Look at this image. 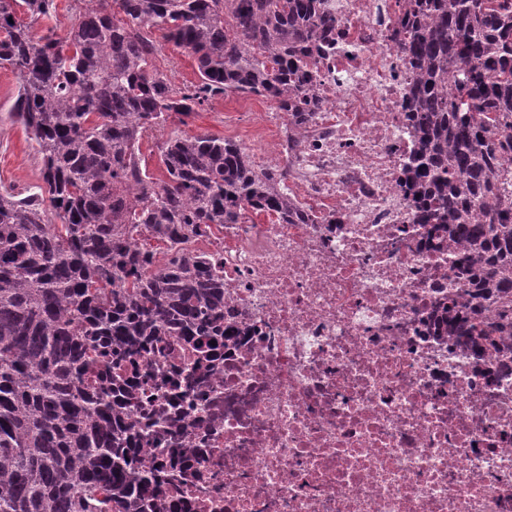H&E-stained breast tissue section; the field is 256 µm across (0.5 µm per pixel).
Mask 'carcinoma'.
<instances>
[{"mask_svg": "<svg viewBox=\"0 0 512 512\" xmlns=\"http://www.w3.org/2000/svg\"><path fill=\"white\" fill-rule=\"evenodd\" d=\"M60 8L78 11L66 35L36 30ZM335 30L322 0H0V67L19 83L9 116L42 159L36 191L0 192V512H163V488L193 477L143 466L139 427L177 436V400L231 336L224 268L194 242L247 211L306 217L286 171L255 168L235 140L168 135L156 180L140 139L230 93L310 111L299 93ZM406 34L421 67L416 223L429 244L466 252L454 278L467 296L441 321L475 354L512 358V135L499 132L512 5L414 0ZM163 40L194 56L198 82L176 89L157 70ZM165 336L183 339L193 367L157 382L141 366L166 353Z\"/></svg>", "mask_w": 512, "mask_h": 512, "instance_id": "1", "label": "carcinoma"}]
</instances>
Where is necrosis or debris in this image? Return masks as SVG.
Here are the masks:
<instances>
[{
  "label": "necrosis or debris",
  "instance_id": "obj_1",
  "mask_svg": "<svg viewBox=\"0 0 512 512\" xmlns=\"http://www.w3.org/2000/svg\"><path fill=\"white\" fill-rule=\"evenodd\" d=\"M333 42L303 123L228 112L309 220L249 214L202 243L236 330L186 402V512H512V361L441 335L458 249L402 186L418 81L410 0H324Z\"/></svg>",
  "mask_w": 512,
  "mask_h": 512
}]
</instances>
